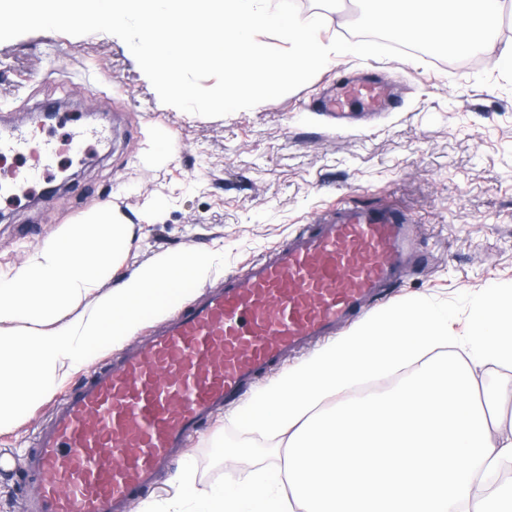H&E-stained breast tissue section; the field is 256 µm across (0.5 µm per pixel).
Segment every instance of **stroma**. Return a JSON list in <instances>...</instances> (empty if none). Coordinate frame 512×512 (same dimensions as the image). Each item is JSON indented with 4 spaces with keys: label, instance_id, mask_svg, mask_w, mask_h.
<instances>
[{
    "label": "stroma",
    "instance_id": "35a3bbf8",
    "mask_svg": "<svg viewBox=\"0 0 512 512\" xmlns=\"http://www.w3.org/2000/svg\"><path fill=\"white\" fill-rule=\"evenodd\" d=\"M325 19L324 41L347 34L356 0H298ZM473 61L429 55L379 59L400 86L401 103L379 114L339 117L315 99L362 59L339 55L307 84L221 117L164 104L127 45L107 33H28L0 42V131L32 124L25 154L0 155L5 172L32 167L52 143L49 171L30 196H0V274L23 265L49 236L100 205L131 224L127 252L99 293L172 249L228 253L208 285L244 273L250 262L345 201L394 205L411 221L418 259L363 317L423 298L450 313L451 343L441 356L464 363L470 317L490 289L512 287V73L494 68L512 32V12ZM41 102H68L71 113L34 124ZM53 398L36 402L0 433V512H27L32 487L24 461L51 420ZM249 444L234 466L226 450ZM279 440L236 428L219 412L190 438L142 500L166 503L172 477L195 489L255 479L276 460Z\"/></svg>",
    "mask_w": 512,
    "mask_h": 512
}]
</instances>
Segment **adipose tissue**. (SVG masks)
<instances>
[{"label": "adipose tissue", "mask_w": 512, "mask_h": 512, "mask_svg": "<svg viewBox=\"0 0 512 512\" xmlns=\"http://www.w3.org/2000/svg\"><path fill=\"white\" fill-rule=\"evenodd\" d=\"M475 362L512 365V289H490L471 317ZM448 313L416 299L315 350L239 405L241 430L287 437L257 480L199 492L185 476L163 512H504L483 490L512 465V421L491 419L466 366L434 358ZM412 366L392 390L365 380Z\"/></svg>", "instance_id": "1"}]
</instances>
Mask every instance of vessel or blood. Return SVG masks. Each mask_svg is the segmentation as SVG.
I'll use <instances>...</instances> for the list:
<instances>
[{"mask_svg": "<svg viewBox=\"0 0 512 512\" xmlns=\"http://www.w3.org/2000/svg\"><path fill=\"white\" fill-rule=\"evenodd\" d=\"M389 102L375 70H358L324 98L325 112ZM17 123L0 153L24 152ZM409 220L393 207L346 205L178 306L146 344L127 351L60 399L25 463L36 512H131L187 439L289 352L329 336L399 275Z\"/></svg>", "mask_w": 512, "mask_h": 512, "instance_id": "obj_1", "label": "vessel or blood"}]
</instances>
